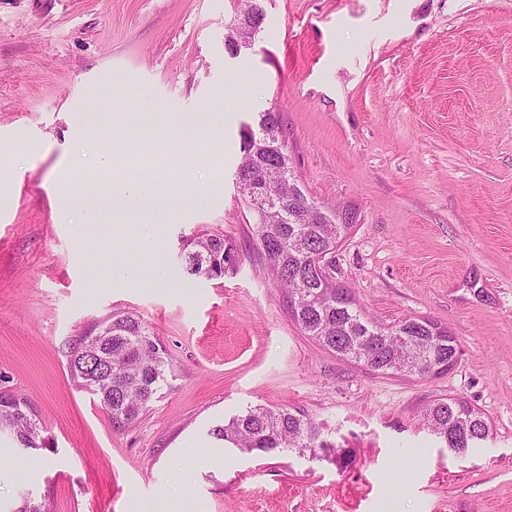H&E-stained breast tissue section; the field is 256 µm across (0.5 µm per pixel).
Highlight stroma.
Returning <instances> with one entry per match:
<instances>
[{"instance_id":"stroma-1","label":"stroma","mask_w":512,"mask_h":512,"mask_svg":"<svg viewBox=\"0 0 512 512\" xmlns=\"http://www.w3.org/2000/svg\"><path fill=\"white\" fill-rule=\"evenodd\" d=\"M238 0H0V392L48 439H0V512H512V0H262L255 41L230 56ZM277 108L290 164L354 226L326 271L366 314L447 326L460 355L418 379L343 361L293 321L235 184L240 130ZM165 115L221 120L211 147L140 138ZM106 123L92 140L83 127ZM151 180L200 201L171 214L67 199ZM159 225L134 271L113 270ZM218 230L241 261L188 280L183 240ZM136 312L165 347L167 381L113 427L73 380L77 333ZM464 399L491 437L438 447L422 409ZM256 405L298 408L351 449L344 468L248 453L210 437Z\"/></svg>"}]
</instances>
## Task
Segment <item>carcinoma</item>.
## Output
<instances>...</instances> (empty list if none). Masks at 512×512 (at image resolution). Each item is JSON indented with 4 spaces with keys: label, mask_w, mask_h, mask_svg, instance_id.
<instances>
[{
    "label": "carcinoma",
    "mask_w": 512,
    "mask_h": 512,
    "mask_svg": "<svg viewBox=\"0 0 512 512\" xmlns=\"http://www.w3.org/2000/svg\"><path fill=\"white\" fill-rule=\"evenodd\" d=\"M280 114H259L258 130L241 133L242 160L236 182H266L269 194L284 200L285 216L267 214L250 205L257 216L254 236L271 278L288 299L290 315L324 349L375 372L397 366L424 379L434 369L454 364L460 350L447 329L428 319L407 317L395 325H376L356 303L350 289L328 275L314 272V262L333 254L351 229L349 224H300L295 220L300 203L290 199L289 184L271 168L292 174L288 152L280 143ZM184 272L191 278L218 279L236 270L239 253L224 234L205 231L190 238L181 253ZM102 335L89 332L74 341L68 367L83 388L98 396L112 425L123 428L145 411L166 379L168 356L149 326L137 314L112 312L99 320ZM27 402L0 395V432L6 431L23 450L44 447L42 427L29 416ZM421 419L444 447L463 454L479 448L490 436L484 413L460 398L439 399L425 406ZM217 440L243 451L265 454L291 452L345 467L352 460L347 448H337L323 437V427L293 408L258 405L210 430Z\"/></svg>",
    "instance_id": "cac0c4a2"
}]
</instances>
